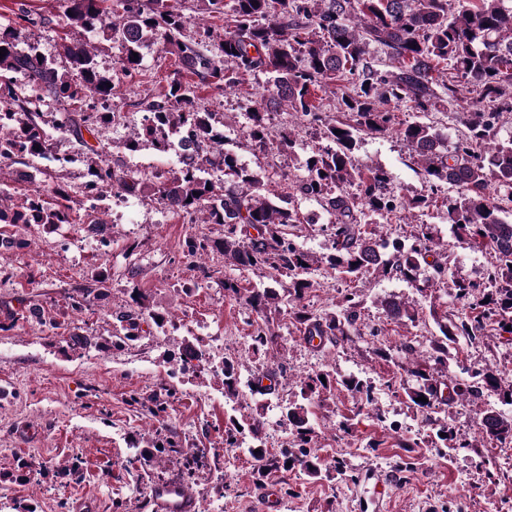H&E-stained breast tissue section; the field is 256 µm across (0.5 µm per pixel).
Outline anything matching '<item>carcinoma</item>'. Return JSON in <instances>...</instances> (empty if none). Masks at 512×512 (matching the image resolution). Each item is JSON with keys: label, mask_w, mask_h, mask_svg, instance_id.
I'll use <instances>...</instances> for the list:
<instances>
[{"label": "carcinoma", "mask_w": 512, "mask_h": 512, "mask_svg": "<svg viewBox=\"0 0 512 512\" xmlns=\"http://www.w3.org/2000/svg\"><path fill=\"white\" fill-rule=\"evenodd\" d=\"M64 27L72 31L63 46L65 65L60 67L42 55L28 41L26 25L33 19L25 14L0 29V167L28 165L29 159L51 150L46 126L54 123L79 150L86 167L84 194L109 190L113 193L147 195L159 204H177L171 214L184 222L215 224L217 235H198L186 240L183 258L211 279L217 270L200 266L199 260H224V264L268 272V283L245 288L231 277L219 285L224 294L241 301L256 314V327L249 346L260 356L277 345L278 316L289 305L291 324L308 342L319 337V345L359 332L360 301L348 294L336 310L317 314L304 303L315 288L311 278L316 260L294 244L288 228L300 223L295 208H282L266 194L259 172L238 165L223 151L212 122L213 113L197 95V84L183 80L189 70L198 84L217 89H241V76L265 74L267 86L261 99L244 92L248 103L247 136L262 149L277 144L292 148V129L274 132L268 122L271 108L288 107L303 121L319 128L327 145L305 162V175L296 183L299 196L317 203L328 215L332 251L321 259L329 269L349 278L367 273L402 280L419 292L421 264H428L436 277L448 273L447 262L434 258L433 232L423 225L413 245L393 243L394 253H383L387 244L377 239V218L397 209V196L388 173L381 168H360L352 153L357 138L397 131L411 147L423 168L430 190L444 184L458 190L448 200L447 216L458 237L489 246L496 258L486 272V287L466 279L452 280L454 296L472 300L481 314L493 317L491 324L501 331L512 326V220L504 216L502 203H512V140L498 142L500 119L512 115V0H207V10L224 15V33L203 26L197 36L186 33L184 9L168 0H62ZM115 44L120 50L118 64L124 75L139 69L134 60L142 45L153 41L178 59L179 67L169 74V91L162 97L139 102L142 111L153 115L156 125H143L123 142L135 151L147 142L163 150V131L180 130L184 136L207 144L183 167L155 174L146 180L112 168L106 160L101 129L114 122L113 80L102 75L97 64L94 38ZM24 74L36 84L29 95L12 88L11 77ZM318 88L337 100L336 115L321 111L312 100ZM473 107L464 113L465 131L453 148L429 121L435 112L453 109L464 95ZM57 105L59 113L44 112L43 106ZM406 105L417 120L397 121L396 110ZM341 134H335V131ZM220 159L224 181L215 184L198 170ZM0 221L16 224L31 217L34 224L53 230L73 224L74 208L68 187L49 184L24 194L15 202L10 189L0 188ZM111 274L98 271L72 288L65 306L82 311L94 300L108 295ZM136 305L116 317L113 332L104 339L89 331H72L64 338L63 353L90 348L121 350L126 342L143 333V324L162 330L170 323L165 314L153 310L138 288L131 291ZM33 299L0 301L4 320L0 330L40 310ZM396 322L413 321L418 310L402 303L386 306ZM438 334L433 340L435 361L448 362L449 349L460 338H471L485 330L480 318L435 317ZM419 382L408 397L418 409H429L438 400V380L428 369L415 364L406 368ZM224 397L239 398L241 387L251 393L268 395L269 389L256 385L258 376L243 378L238 366L224 361L221 370ZM325 380H320V376ZM471 385H457L460 398L483 391H502V378L489 369L474 374ZM363 393L361 380L336 378V371L322 369L300 381L301 395L325 402L335 395L336 386ZM427 398L422 402L419 397ZM283 416L292 426V447L280 456L268 453L259 439L261 423H249L230 416L227 441L251 438L250 450L262 462L259 476L299 465L311 477H319L323 461L310 450L314 430L302 406L284 408ZM482 433L500 443H512V420L492 412L481 421ZM155 450L183 460L184 473L195 476L204 466V455L183 456L180 437L170 432L156 435Z\"/></svg>", "instance_id": "1"}]
</instances>
